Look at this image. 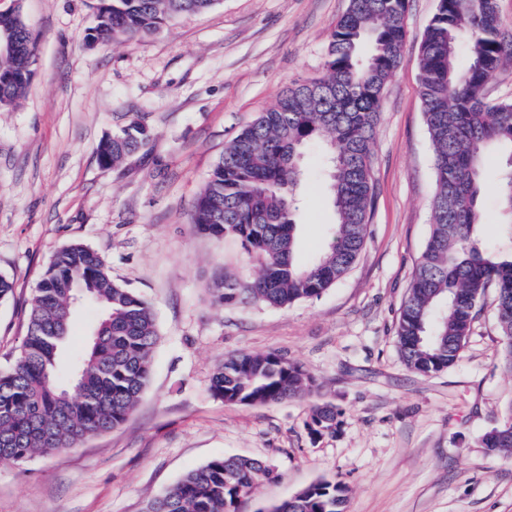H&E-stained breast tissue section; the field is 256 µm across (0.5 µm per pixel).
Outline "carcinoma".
<instances>
[{"label": "carcinoma", "mask_w": 512, "mask_h": 512, "mask_svg": "<svg viewBox=\"0 0 512 512\" xmlns=\"http://www.w3.org/2000/svg\"><path fill=\"white\" fill-rule=\"evenodd\" d=\"M217 0H98L87 45L154 35L176 17L210 10ZM408 0H349L329 35L324 75L295 81L276 105L224 147L194 203L198 233L240 243L260 260L253 280L226 273L210 288L219 307L255 303L282 309L314 300L356 262L374 201L373 137L389 78L405 60ZM0 33L14 38L0 56V110L13 106L35 76L37 35L21 9L0 13ZM499 0H438L421 41L419 94L434 152L432 228L402 304L396 341L405 365L432 376L454 366L486 289L497 292L503 342L512 372V100L487 97V84L512 61ZM467 37L466 62L459 43ZM132 121L97 148L104 168L121 165L149 140ZM327 148L328 198L335 214L327 247L296 259L304 147ZM505 157L497 193L504 241L480 238L485 161ZM102 317L84 351L62 372L59 357L76 313V285ZM158 339L146 299L112 279L101 256L82 244L57 250L30 301L27 334L13 363L0 370V460L24 462L76 447L123 424L146 388ZM312 376L276 352L239 353L218 363L210 392L226 404L270 405L310 391ZM316 434L336 431V412L317 405ZM481 444L512 455V403ZM266 462L218 457L188 472L146 512H239L241 499L271 476ZM348 489L336 479L313 483L268 512H346Z\"/></svg>", "instance_id": "1"}]
</instances>
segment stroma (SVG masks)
I'll return each instance as SVG.
<instances>
[{"mask_svg": "<svg viewBox=\"0 0 512 512\" xmlns=\"http://www.w3.org/2000/svg\"><path fill=\"white\" fill-rule=\"evenodd\" d=\"M38 36L35 77L0 110V367L26 334L28 300L53 253L81 243L114 280L144 296L159 340L149 384L121 426L59 454L0 461V512H145L186 472L216 457L266 460L241 512H268L322 479L348 488L347 512H512V459L483 448L512 403L499 362L494 292L460 361L424 377L396 343L400 307L432 224L433 150L417 58L436 0H409L405 61L383 99L373 147L374 205L365 246L320 298L286 309L214 306L223 270L251 279L239 243L197 233L194 202L225 145L298 79L322 75L328 38L349 0H219L137 42L88 47L94 0H22ZM136 120L148 144L99 166L101 138ZM321 142L304 151L299 255L327 245L335 221ZM278 352L314 385L269 406L210 393L214 366ZM336 409L332 435L311 409Z\"/></svg>", "mask_w": 512, "mask_h": 512, "instance_id": "stroma-1", "label": "stroma"}]
</instances>
